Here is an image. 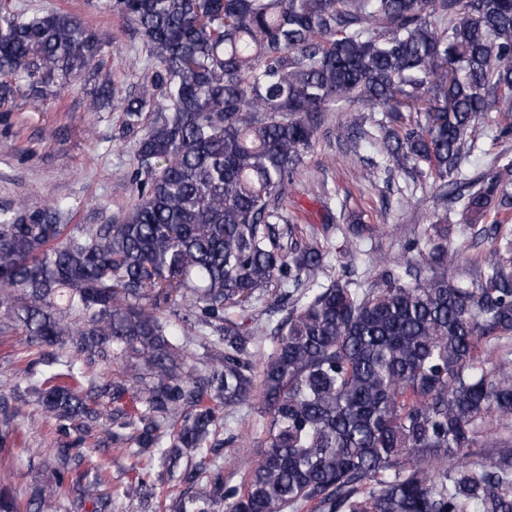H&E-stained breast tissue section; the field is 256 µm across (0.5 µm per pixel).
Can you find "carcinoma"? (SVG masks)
<instances>
[{"mask_svg": "<svg viewBox=\"0 0 512 512\" xmlns=\"http://www.w3.org/2000/svg\"><path fill=\"white\" fill-rule=\"evenodd\" d=\"M143 36L151 81L112 100L103 43L74 17L0 3V106L85 72L93 105L125 113L137 140L135 204L78 233L69 208L0 212V314L36 367L65 381L37 389L54 421L51 478L0 512H63L68 492L112 512L109 466L80 469L87 441L149 451L195 492L166 512H512V159L467 195L494 259L458 272L448 213L424 225L429 251L379 267L369 285L321 281L327 252L288 213L324 113L352 115V155L369 137L362 103L426 122L379 124L385 168L429 182L447 202L477 149L481 120L512 135V0H109ZM263 357L234 312L280 307ZM207 350L202 368L188 346ZM66 349L60 361L46 352ZM103 362L119 365L107 378ZM258 399L268 416L254 466L224 483L236 435L224 410ZM35 420L16 376L0 375V451ZM475 448H495L475 457ZM192 459L175 470L182 457ZM129 501L159 496L136 478Z\"/></svg>", "mask_w": 512, "mask_h": 512, "instance_id": "obj_1", "label": "carcinoma"}]
</instances>
